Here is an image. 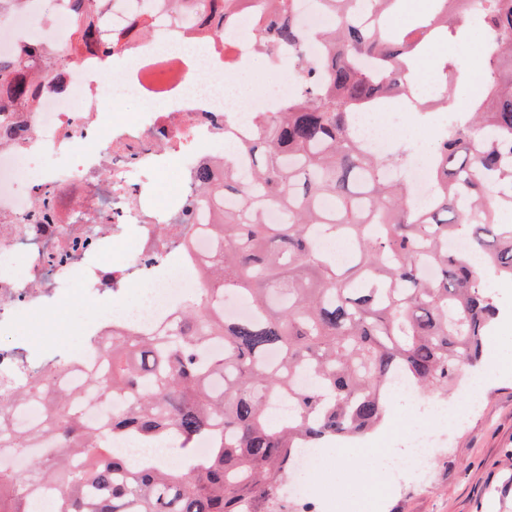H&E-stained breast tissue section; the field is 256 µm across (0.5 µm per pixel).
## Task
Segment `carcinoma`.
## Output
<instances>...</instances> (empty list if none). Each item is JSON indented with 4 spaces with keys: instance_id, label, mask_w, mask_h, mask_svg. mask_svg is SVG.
I'll return each mask as SVG.
<instances>
[{
    "instance_id": "obj_1",
    "label": "carcinoma",
    "mask_w": 512,
    "mask_h": 512,
    "mask_svg": "<svg viewBox=\"0 0 512 512\" xmlns=\"http://www.w3.org/2000/svg\"><path fill=\"white\" fill-rule=\"evenodd\" d=\"M334 23L314 35L302 28L299 0H224V27L257 14V40L288 52L299 80L288 105L254 117L255 132L224 161V180L208 166L191 170L196 185L173 220L187 224L197 206L224 197L213 233L224 251L208 266L213 287L185 305L175 322L145 336H121L99 355L93 392L131 395L127 410L92 428L49 383L21 397L43 398L50 421L27 434L5 428L11 399L0 398V446H51L31 458L28 479L0 469L9 503L0 512H28L32 490L52 484L60 512H288L283 481L302 448L362 439L385 420L392 379L413 389L448 391L463 371L479 367L500 312L486 272L512 280V0H432L429 14L407 29L390 23L402 0H313ZM107 0H71L74 46L112 54L126 39L100 28ZM477 22L496 39L487 61L485 96L470 115L448 124L434 149L432 190L412 207L402 192L412 154L400 142L377 156L353 133L355 117L406 100L403 72L411 59L461 37ZM315 38L323 52L306 54ZM66 54L48 41L0 57V113L28 103L37 85L23 78L41 69L62 90ZM248 160L241 181L236 159ZM327 198L331 209L319 201ZM281 211L278 224L263 213ZM462 237L467 249H448ZM233 292L250 315L227 319L222 295ZM210 342L222 356L200 358ZM222 379L215 391L210 381ZM288 400L286 419L271 414ZM213 438L209 452L196 444ZM173 444L176 467L134 459L111 441ZM83 465L74 469L70 459Z\"/></svg>"
}]
</instances>
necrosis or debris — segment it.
Segmentation results:
<instances>
[{
	"label": "necrosis or debris",
	"mask_w": 512,
	"mask_h": 512,
	"mask_svg": "<svg viewBox=\"0 0 512 512\" xmlns=\"http://www.w3.org/2000/svg\"><path fill=\"white\" fill-rule=\"evenodd\" d=\"M142 0H110L106 29L128 32L111 57L84 52L65 66V91L40 85L30 107L11 113L25 138L0 139V335H13L21 315L51 314L73 292L88 299L94 314L81 343L31 340L0 346V392L16 390L57 366L53 387L93 426L124 412L126 401L96 397L87 367L110 341L113 329L151 331L176 317L205 288L201 266L224 249L210 226L223 204L203 206L191 218L189 271L172 272L163 259L169 238L162 232L169 212H145L140 192L147 175L171 160L212 162L214 146L232 124L251 137L248 112H272L287 102L294 71H283L271 92L241 106L236 86L256 52L250 27L214 34L206 20L224 12V0H193L182 9L158 0L148 38L133 21ZM71 16L66 0L43 12L40 0L0 27V54L20 44L49 40L67 44ZM139 101L131 123H113L115 99ZM132 227L139 248L127 265L105 276L103 254L113 234ZM393 393L408 403L413 420L403 431L411 466L423 467L452 417L448 403L410 405L411 390L395 378Z\"/></svg>",
	"instance_id": "4bbe7bcc"
}]
</instances>
